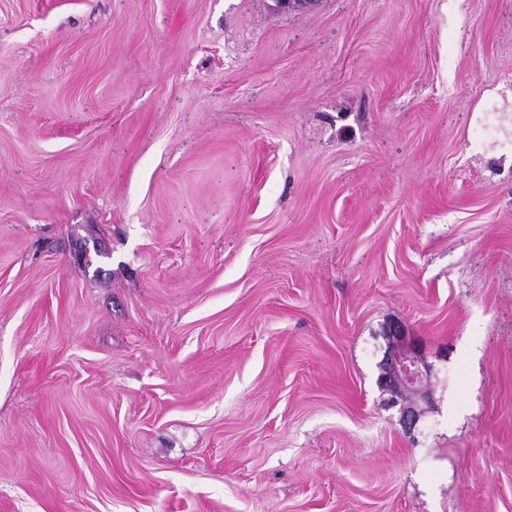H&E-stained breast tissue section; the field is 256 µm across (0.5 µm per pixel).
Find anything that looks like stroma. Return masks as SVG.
<instances>
[{
    "label": "stroma",
    "instance_id": "35a3bbf8",
    "mask_svg": "<svg viewBox=\"0 0 512 512\" xmlns=\"http://www.w3.org/2000/svg\"><path fill=\"white\" fill-rule=\"evenodd\" d=\"M0 512H512V0H0ZM386 335L388 346L381 361L380 387L389 394L388 403L399 406L405 427L413 430L424 413L423 405L431 404L432 369L405 325L391 323Z\"/></svg>",
    "mask_w": 512,
    "mask_h": 512
}]
</instances>
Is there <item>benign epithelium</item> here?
Listing matches in <instances>:
<instances>
[{
    "label": "benign epithelium",
    "mask_w": 512,
    "mask_h": 512,
    "mask_svg": "<svg viewBox=\"0 0 512 512\" xmlns=\"http://www.w3.org/2000/svg\"><path fill=\"white\" fill-rule=\"evenodd\" d=\"M388 346L381 361L380 387L389 394L388 403L399 407L402 421L412 430L420 421L424 406L431 404L429 382L432 369L417 341L400 322L388 326Z\"/></svg>",
    "instance_id": "benign-epithelium-1"
}]
</instances>
